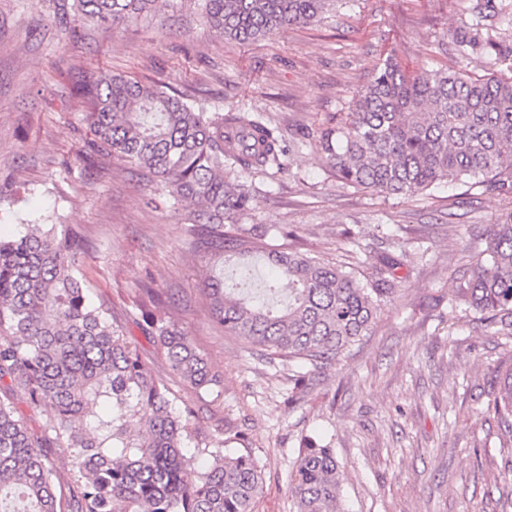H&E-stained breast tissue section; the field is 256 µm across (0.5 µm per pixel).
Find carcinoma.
Wrapping results in <instances>:
<instances>
[{
  "label": "carcinoma",
  "instance_id": "carcinoma-1",
  "mask_svg": "<svg viewBox=\"0 0 512 512\" xmlns=\"http://www.w3.org/2000/svg\"><path fill=\"white\" fill-rule=\"evenodd\" d=\"M203 23L241 43L315 21L330 0H197ZM79 19L122 24L169 0H73ZM463 51L512 71V46L479 10L455 34ZM91 102L93 148L144 168L165 195L199 206L192 231L207 251L260 254L288 280L274 305L269 282L248 301L219 279L203 281L215 321L270 356L317 371L370 335L382 303L397 291L401 262L386 255L359 281L337 262L271 244L263 224H240L253 196L224 168H283L275 130L248 112H199L159 85L101 73L78 81ZM316 145L327 171L346 185L389 195L475 181L512 194V77L474 78L464 70L406 75L391 59L359 92L353 111L321 127ZM77 234L30 224L0 238V384L25 390L29 406L54 410L38 434L0 397V512H254L262 471L249 453H224V439H199L193 412L141 362L135 342L110 323L76 273ZM512 336V211L491 225L472 278L449 303ZM159 293L141 289L146 338L195 390L220 386L206 359L157 313ZM512 444V367L493 400ZM196 441L191 455L183 453ZM45 448L73 461L69 494L57 495ZM341 464L320 439L305 440L289 480L296 512H346Z\"/></svg>",
  "mask_w": 512,
  "mask_h": 512
}]
</instances>
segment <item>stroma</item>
<instances>
[{"mask_svg": "<svg viewBox=\"0 0 512 512\" xmlns=\"http://www.w3.org/2000/svg\"><path fill=\"white\" fill-rule=\"evenodd\" d=\"M478 3L490 16L512 10V0H344L316 22L243 44L206 27L192 0L114 26L80 25L72 0H0V236L30 224L80 235L91 299L137 337L146 368L205 434L258 461L255 512H295L289 475L307 436L335 449L349 512H512V453L500 448L504 427L490 408L512 337L448 305L512 196L463 183L410 196L345 185L325 171L312 137L351 111L388 59L409 75L506 74L452 38ZM98 72L166 86L203 112L244 109L275 128L291 150L282 170L234 175L255 196L240 221L362 275L382 254L402 257L371 336L300 382L296 365L225 335L201 283L217 274L232 295H248L265 261L254 255L244 272L199 250L194 206L162 195L129 162L90 152V107L75 86ZM146 284L221 376L218 393L196 392L143 338L135 301Z\"/></svg>", "mask_w": 512, "mask_h": 512, "instance_id": "stroma-1", "label": "stroma"}]
</instances>
